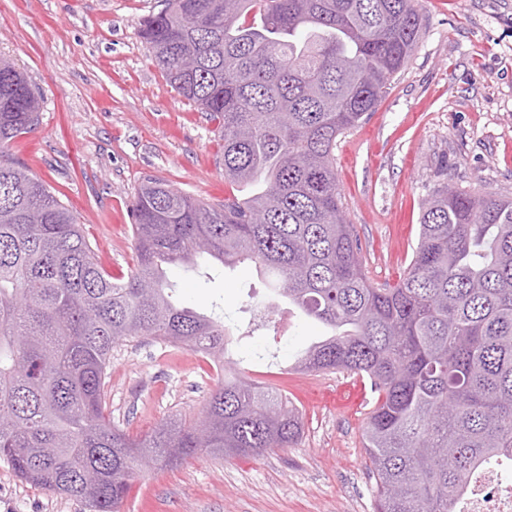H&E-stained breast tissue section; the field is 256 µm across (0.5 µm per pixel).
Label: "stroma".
Returning <instances> with one entry per match:
<instances>
[{"instance_id": "1", "label": "stroma", "mask_w": 512, "mask_h": 512, "mask_svg": "<svg viewBox=\"0 0 512 512\" xmlns=\"http://www.w3.org/2000/svg\"><path fill=\"white\" fill-rule=\"evenodd\" d=\"M161 0H0V53L42 95L39 120L8 154L78 215L108 272L133 264L132 205L154 177L208 204L224 180V143L206 113L174 91L138 34ZM422 37L386 95L338 137L336 179L366 276L394 285L420 232L421 203L450 184L512 197V0H421ZM177 299L219 303L232 332L250 299L271 291L254 268L171 267ZM274 327L231 351L242 377L288 394L303 415L298 444L258 456L200 455L139 473L120 512H377L362 433L377 394L342 371H294L322 333L279 305ZM115 426L145 435L203 409L221 382L211 362L144 338L120 342L108 367ZM0 512H89L35 488L0 461Z\"/></svg>"}]
</instances>
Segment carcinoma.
<instances>
[{"mask_svg": "<svg viewBox=\"0 0 512 512\" xmlns=\"http://www.w3.org/2000/svg\"><path fill=\"white\" fill-rule=\"evenodd\" d=\"M139 36L169 86L218 124L224 178L251 194L204 204L148 179L136 265L105 271L78 216L9 157L42 97L0 55V460L23 481L118 512L142 467L250 456L299 441L273 387L224 376L200 415L134 438L112 425V345L137 337L226 370L222 316L177 306L165 266L251 262L330 329L299 371L379 393L363 430L378 512H458L475 474L512 462V199L448 186L422 203L399 282L367 280L336 180V140L373 111L420 38L416 0H163Z\"/></svg>", "mask_w": 512, "mask_h": 512, "instance_id": "1", "label": "carcinoma"}]
</instances>
